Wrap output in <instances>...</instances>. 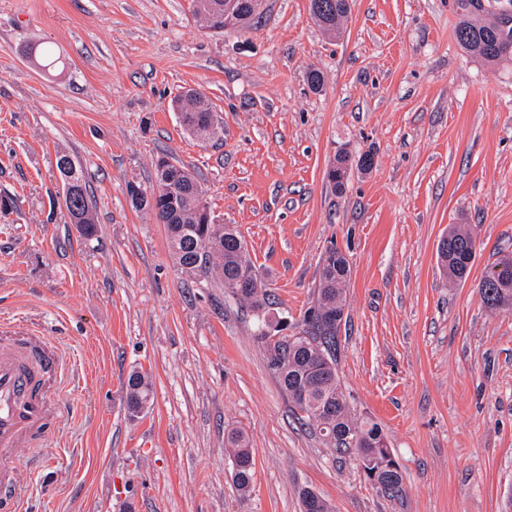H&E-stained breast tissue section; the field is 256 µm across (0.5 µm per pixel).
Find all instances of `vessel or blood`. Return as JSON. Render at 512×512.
<instances>
[{
	"label": "vessel or blood",
	"mask_w": 512,
	"mask_h": 512,
	"mask_svg": "<svg viewBox=\"0 0 512 512\" xmlns=\"http://www.w3.org/2000/svg\"><path fill=\"white\" fill-rule=\"evenodd\" d=\"M62 360L43 331L25 323L0 333V512H18L28 472L22 448L46 442L61 420L57 400Z\"/></svg>",
	"instance_id": "1"
}]
</instances>
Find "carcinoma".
I'll return each instance as SVG.
<instances>
[{
	"instance_id": "cac0c4a2",
	"label": "carcinoma",
	"mask_w": 512,
	"mask_h": 512,
	"mask_svg": "<svg viewBox=\"0 0 512 512\" xmlns=\"http://www.w3.org/2000/svg\"><path fill=\"white\" fill-rule=\"evenodd\" d=\"M227 0H194L195 12L204 26L221 32L226 28L224 5ZM316 23L328 34L337 35L350 12V0H309ZM459 20L455 38L467 53L487 63L512 58V0H486L482 10H472V0H455ZM172 108L179 123L191 137L212 140L223 135V128L205 102L202 93L189 89L177 93ZM365 153L356 162L338 155L330 163L327 180L342 189L352 166L372 167ZM62 183L71 187L73 197L65 203L69 218L79 219L82 234L96 232L90 194L82 168L67 155L57 158ZM130 202L137 209L154 213L167 227L173 260L182 270H201L224 285L225 297L246 306L255 315L257 337L265 351L266 366L288 396L292 412L302 426L331 438L332 448L353 450L360 458L367 481L378 490L397 494L403 476L394 460L381 426L354 414L337 374L338 336L345 316V287L349 277L346 256L331 243L321 259L315 299L291 335L271 336L286 324L284 317L271 311L266 284L250 258L242 233L231 224L212 222L203 191L194 174L183 165L162 157L156 164V187L146 193L131 185ZM476 255V238L461 227L448 228L438 244L437 256L443 272L452 280L463 281ZM484 306L490 310L512 307V255L498 259L484 273L478 285ZM152 387L139 372L127 381V410L134 415L150 401ZM233 458V481L247 492L252 487L253 456L244 437L236 432L227 436ZM303 512H334L330 502L311 489L301 492Z\"/></svg>"
}]
</instances>
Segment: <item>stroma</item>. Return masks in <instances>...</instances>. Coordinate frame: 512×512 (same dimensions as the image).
<instances>
[{
  "mask_svg": "<svg viewBox=\"0 0 512 512\" xmlns=\"http://www.w3.org/2000/svg\"><path fill=\"white\" fill-rule=\"evenodd\" d=\"M350 4L332 38L309 0H263L262 26L218 33L193 0H0V321L44 328L64 360L59 428L20 453V512H302L305 488L335 512H512V310L478 292L512 254V60L458 46L455 0ZM38 45L54 65L23 55ZM185 88L221 138L183 133ZM341 150L374 164L336 192ZM62 153L86 175L92 238L60 194ZM163 156L194 173L214 223L237 225L289 325L326 246L347 255L338 375L382 427L401 495L298 426L249 310L182 271L166 226L132 207L128 185L152 190ZM452 224L477 241L453 286L437 262ZM135 371L153 398L132 415ZM231 432L253 450L245 494Z\"/></svg>",
  "mask_w": 512,
  "mask_h": 512,
  "instance_id": "1",
  "label": "stroma"
}]
</instances>
